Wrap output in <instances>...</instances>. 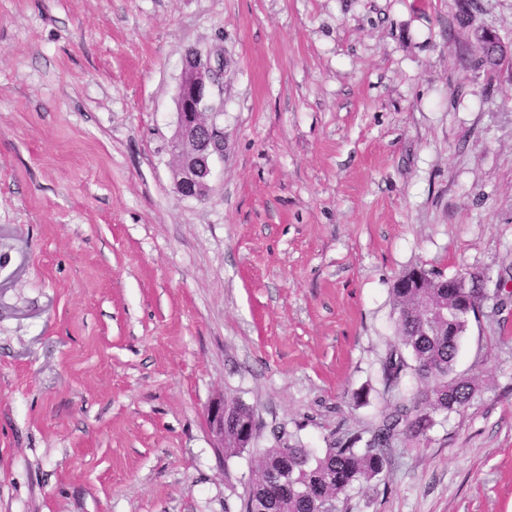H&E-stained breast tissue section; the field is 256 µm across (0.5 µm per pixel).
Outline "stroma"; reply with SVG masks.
I'll use <instances>...</instances> for the list:
<instances>
[{
    "label": "stroma",
    "mask_w": 512,
    "mask_h": 512,
    "mask_svg": "<svg viewBox=\"0 0 512 512\" xmlns=\"http://www.w3.org/2000/svg\"><path fill=\"white\" fill-rule=\"evenodd\" d=\"M512 0H0V512H238L206 413L323 452L384 389L391 289L486 274L476 391L346 512H512ZM224 155L175 189L186 48ZM366 391L367 398L354 395Z\"/></svg>",
    "instance_id": "1"
}]
</instances>
